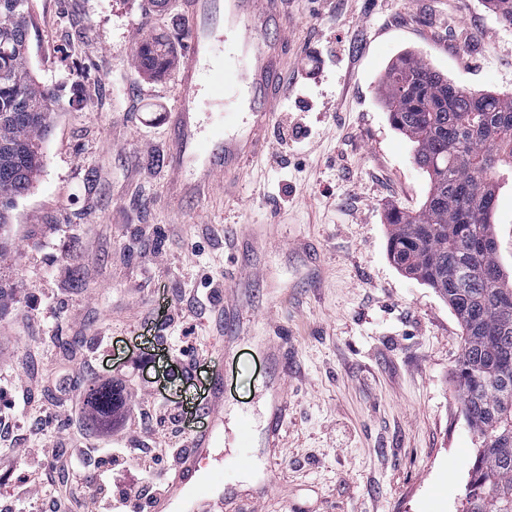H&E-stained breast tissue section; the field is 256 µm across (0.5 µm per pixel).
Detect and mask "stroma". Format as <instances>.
<instances>
[{
  "mask_svg": "<svg viewBox=\"0 0 512 512\" xmlns=\"http://www.w3.org/2000/svg\"><path fill=\"white\" fill-rule=\"evenodd\" d=\"M30 58L59 98L33 188L0 257V399L23 426L53 420L52 448H93L74 405L124 379L112 436L178 448L172 420L123 410L197 401L224 366L223 512H461L475 438L453 390L462 330L441 296L388 257L391 210L417 213L428 181L379 87L411 52L456 85L512 92V27L481 0H293L283 22L290 91L236 193L171 201L167 116L177 68L146 73L139 48L183 43L180 0H34ZM288 150L271 156L278 137ZM267 224L257 271L224 278L237 227ZM512 269V182L492 219ZM224 294L238 315L220 351L212 307L183 320L185 292ZM85 339L94 362L63 361ZM139 337L127 350L122 339ZM276 346L278 359L268 355ZM69 375L72 394L55 391ZM284 405L279 447L267 405ZM247 421L251 447L239 444Z\"/></svg>",
  "mask_w": 512,
  "mask_h": 512,
  "instance_id": "obj_1",
  "label": "stroma"
}]
</instances>
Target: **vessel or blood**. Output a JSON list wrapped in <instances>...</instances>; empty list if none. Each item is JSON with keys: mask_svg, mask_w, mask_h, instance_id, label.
Here are the masks:
<instances>
[{"mask_svg": "<svg viewBox=\"0 0 512 512\" xmlns=\"http://www.w3.org/2000/svg\"><path fill=\"white\" fill-rule=\"evenodd\" d=\"M284 2L229 0L226 25L236 32L239 47L235 53L207 65L203 59L213 53L217 39L207 28L206 20L217 10L218 2L185 0L192 24L177 73V104L170 114V162L178 171L185 163L196 160L202 166L191 178L174 180L173 198L206 202L217 180L240 171L267 135L275 105L288 95V83L279 68L283 41L258 37L253 26L279 20ZM229 91L239 99L254 100L255 108L244 119L234 112L225 114L208 137H200V93L220 100ZM192 414L197 424L187 432L165 492L149 504L148 512H222L224 508V480L219 471L208 467L224 436L223 367L211 369L206 395ZM284 425V412L279 405H272L266 426L268 447H278Z\"/></svg>", "mask_w": 512, "mask_h": 512, "instance_id": "obj_1", "label": "vessel or blood"}]
</instances>
